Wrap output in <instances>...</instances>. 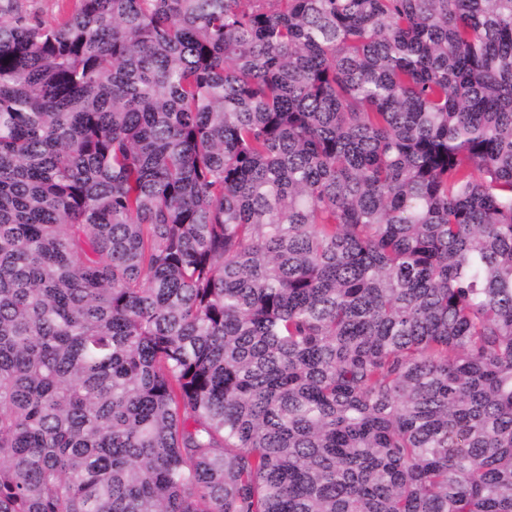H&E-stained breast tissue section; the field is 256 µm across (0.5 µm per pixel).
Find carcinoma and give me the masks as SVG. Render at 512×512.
<instances>
[{"mask_svg":"<svg viewBox=\"0 0 512 512\" xmlns=\"http://www.w3.org/2000/svg\"><path fill=\"white\" fill-rule=\"evenodd\" d=\"M0 512H512V0L0 18Z\"/></svg>","mask_w":512,"mask_h":512,"instance_id":"obj_1","label":"carcinoma"}]
</instances>
